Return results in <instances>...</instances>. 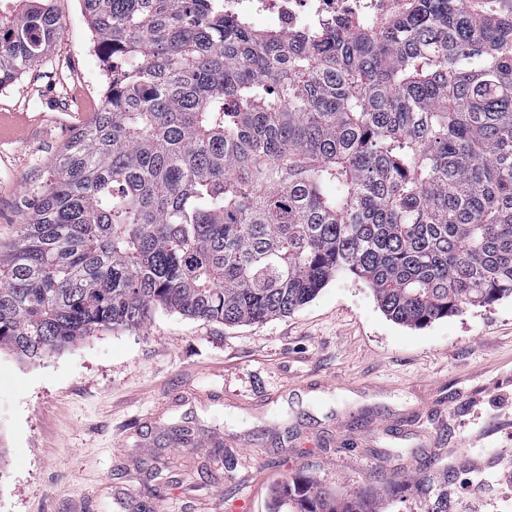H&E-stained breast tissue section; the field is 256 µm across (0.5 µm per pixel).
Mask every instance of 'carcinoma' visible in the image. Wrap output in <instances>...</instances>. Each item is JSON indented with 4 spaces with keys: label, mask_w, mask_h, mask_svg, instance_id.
<instances>
[{
    "label": "carcinoma",
    "mask_w": 512,
    "mask_h": 512,
    "mask_svg": "<svg viewBox=\"0 0 512 512\" xmlns=\"http://www.w3.org/2000/svg\"><path fill=\"white\" fill-rule=\"evenodd\" d=\"M0 0V90L61 35ZM106 91L0 245V349L30 360L156 310L285 317L337 275L422 328L512 297V6L411 0L281 38L208 0H81ZM400 490L448 512V474ZM270 512H375L294 478Z\"/></svg>",
    "instance_id": "obj_1"
}]
</instances>
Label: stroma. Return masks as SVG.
<instances>
[{
	"label": "stroma",
	"mask_w": 512,
	"mask_h": 512,
	"mask_svg": "<svg viewBox=\"0 0 512 512\" xmlns=\"http://www.w3.org/2000/svg\"><path fill=\"white\" fill-rule=\"evenodd\" d=\"M57 9L44 63L0 90V243L106 90L80 0ZM425 467L448 512H512L511 298L414 329L343 275L259 324L160 310L36 362L0 349V512H267L297 476L421 512L391 485Z\"/></svg>",
	"instance_id": "1"
}]
</instances>
